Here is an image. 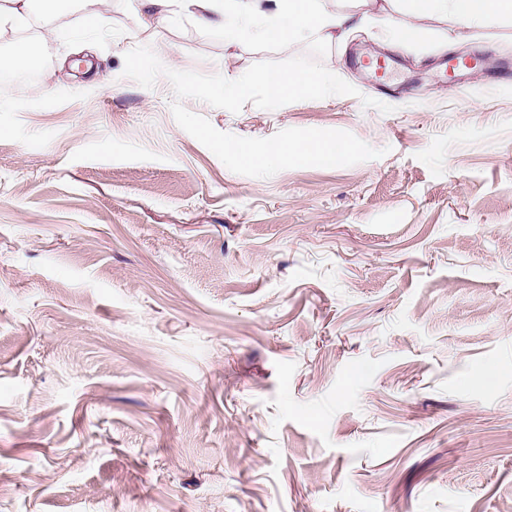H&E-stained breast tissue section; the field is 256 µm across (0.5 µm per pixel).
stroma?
Instances as JSON below:
<instances>
[{"mask_svg":"<svg viewBox=\"0 0 512 512\" xmlns=\"http://www.w3.org/2000/svg\"><path fill=\"white\" fill-rule=\"evenodd\" d=\"M335 7L363 25L322 63L357 96L183 101L241 137L385 151L269 178L230 171L124 54L239 77L306 44L253 51L136 0L95 31H0V57L43 59L0 77V512H512V19L426 17L397 48L377 0ZM5 65L7 69L12 71H33L38 70L42 66V60L38 54L26 43L18 42L14 45L10 55L6 58Z\"/></svg>","mask_w":512,"mask_h":512,"instance_id":"obj_1","label":"stroma"}]
</instances>
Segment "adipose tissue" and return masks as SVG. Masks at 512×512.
<instances>
[{
  "label": "adipose tissue",
  "instance_id": "1",
  "mask_svg": "<svg viewBox=\"0 0 512 512\" xmlns=\"http://www.w3.org/2000/svg\"><path fill=\"white\" fill-rule=\"evenodd\" d=\"M98 0H0V31L22 22L33 11L55 16L81 9L87 28L98 29L103 16ZM146 15L160 18L172 14L189 17L201 25L221 26L229 36L246 30L259 40L295 41L306 33L326 36L343 35L351 22L327 4V0H138ZM441 14L472 29L487 25L492 19H512V0H403L399 17L389 18L387 37L407 46L417 42L421 18Z\"/></svg>",
  "mask_w": 512,
  "mask_h": 512
}]
</instances>
